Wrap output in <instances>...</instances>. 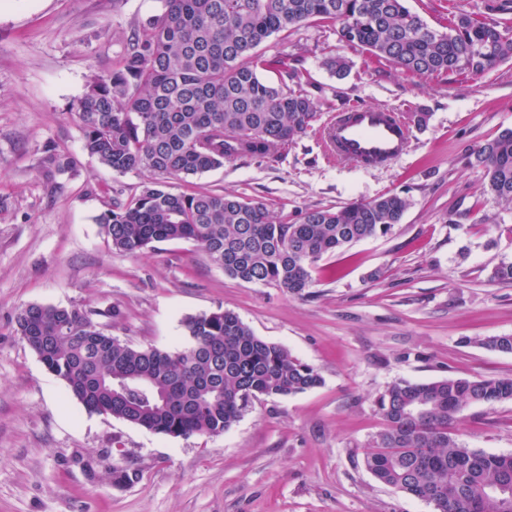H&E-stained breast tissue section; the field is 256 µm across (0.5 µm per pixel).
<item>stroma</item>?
<instances>
[{"label":"stroma","mask_w":512,"mask_h":512,"mask_svg":"<svg viewBox=\"0 0 512 512\" xmlns=\"http://www.w3.org/2000/svg\"><path fill=\"white\" fill-rule=\"evenodd\" d=\"M486 0H407L430 26ZM161 0H0V512H433L364 466L382 429L375 400L391 383L449 375L512 378V354L479 346L512 335V207L484 193L466 157L512 128V59L480 75H417L305 24L266 39V59L297 61L322 115L348 106L423 114L409 154L361 169L323 154L309 132L279 158L245 159L169 179L264 200L275 216L386 193L407 198L385 235L325 256L302 296L226 276L190 241L113 252L98 218L148 174L113 173L82 149L74 115L89 77L106 72ZM346 57L349 74L325 65ZM74 171L46 177V145ZM31 304L81 307L135 347L186 345L185 317L237 313L253 333L313 366L321 386L252 401L218 436L154 434L91 414L14 331ZM455 431L469 447L512 453V402L470 405ZM132 473L115 482L114 470Z\"/></svg>","instance_id":"35a3bbf8"}]
</instances>
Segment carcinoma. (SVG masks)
Segmentation results:
<instances>
[{"instance_id": "carcinoma-1", "label": "carcinoma", "mask_w": 512, "mask_h": 512, "mask_svg": "<svg viewBox=\"0 0 512 512\" xmlns=\"http://www.w3.org/2000/svg\"><path fill=\"white\" fill-rule=\"evenodd\" d=\"M162 2V14L133 29L112 70L91 76L76 107L89 156L120 175L150 174L138 192L99 216L101 232L112 250L127 255L158 242L192 241L227 276L290 295L314 286L324 256L388 233L408 201L388 193L310 209L290 223L262 200L167 189L170 178L244 157H278L319 120L318 101L301 89L300 68L276 62L277 85L260 76L271 67L260 44L316 23L413 74H481L512 58V37L498 19L462 11L441 32L405 0ZM42 164L64 174L77 161L48 146ZM468 164L483 169L485 191L512 204V128L470 154ZM183 326L188 345L174 352L125 344L80 307L29 305L14 330L86 410L165 436L220 435L250 400L322 384L314 367L256 336L231 310L188 316ZM478 344L512 353V335ZM509 401V378L394 382L376 401L383 428L364 465L383 484L431 497L434 512H512V454L470 448L452 430L464 407Z\"/></svg>"}]
</instances>
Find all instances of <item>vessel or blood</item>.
Listing matches in <instances>:
<instances>
[{"label": "vessel or blood", "instance_id": "vessel-or-blood-1", "mask_svg": "<svg viewBox=\"0 0 512 512\" xmlns=\"http://www.w3.org/2000/svg\"><path fill=\"white\" fill-rule=\"evenodd\" d=\"M321 142L336 159L380 167L409 151L411 134L398 110L350 106L329 117Z\"/></svg>", "mask_w": 512, "mask_h": 512}]
</instances>
